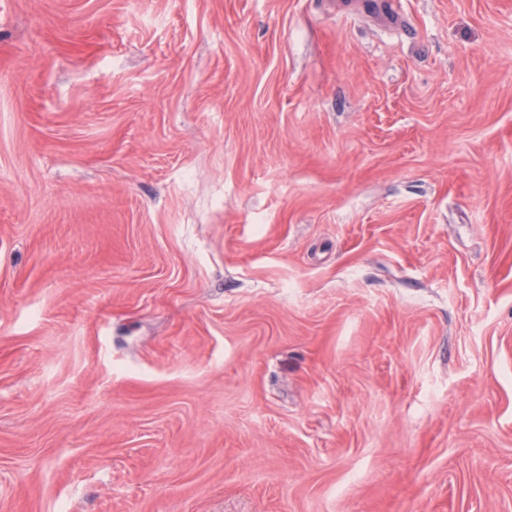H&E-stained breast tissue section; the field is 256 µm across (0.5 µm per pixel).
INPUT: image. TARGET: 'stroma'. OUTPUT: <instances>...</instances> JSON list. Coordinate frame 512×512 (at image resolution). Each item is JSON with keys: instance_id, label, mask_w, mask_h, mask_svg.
I'll return each mask as SVG.
<instances>
[{"instance_id": "1", "label": "stroma", "mask_w": 512, "mask_h": 512, "mask_svg": "<svg viewBox=\"0 0 512 512\" xmlns=\"http://www.w3.org/2000/svg\"><path fill=\"white\" fill-rule=\"evenodd\" d=\"M0 512H512V0H0Z\"/></svg>"}]
</instances>
